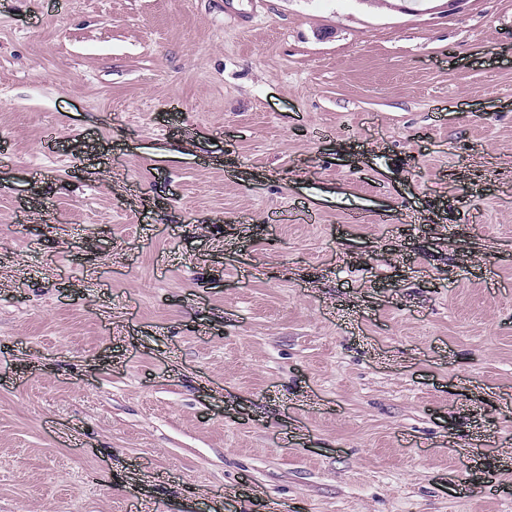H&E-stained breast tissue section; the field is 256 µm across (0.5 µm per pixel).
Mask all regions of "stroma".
Instances as JSON below:
<instances>
[{
    "mask_svg": "<svg viewBox=\"0 0 512 512\" xmlns=\"http://www.w3.org/2000/svg\"><path fill=\"white\" fill-rule=\"evenodd\" d=\"M228 499L512 512V0H0V512Z\"/></svg>",
    "mask_w": 512,
    "mask_h": 512,
    "instance_id": "stroma-1",
    "label": "stroma"
}]
</instances>
